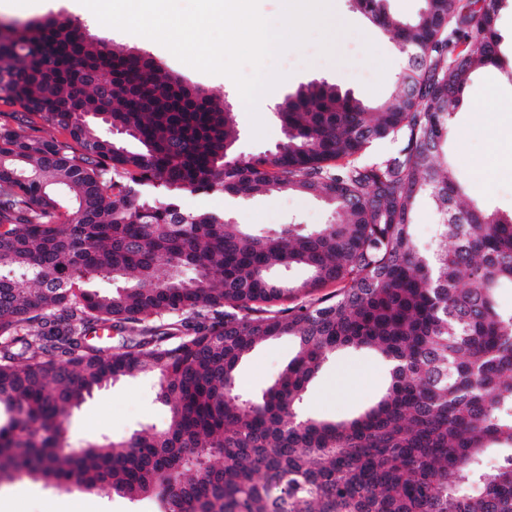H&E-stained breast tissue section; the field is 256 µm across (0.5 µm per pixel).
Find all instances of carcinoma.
I'll use <instances>...</instances> for the list:
<instances>
[{
  "label": "carcinoma",
  "mask_w": 512,
  "mask_h": 512,
  "mask_svg": "<svg viewBox=\"0 0 512 512\" xmlns=\"http://www.w3.org/2000/svg\"><path fill=\"white\" fill-rule=\"evenodd\" d=\"M349 2L405 59L391 94L368 105L301 84L277 106L285 141L251 156L235 152L224 99L136 50L66 20L0 41V102L67 133L0 124V479L155 497L165 512H512V310L497 304L512 287V211L467 201L448 164L469 82L504 69L512 0H423L409 19L388 0ZM389 137L393 152L359 160ZM213 189L312 196L329 220L255 233L182 210L180 192ZM424 200L428 246L413 222ZM292 267L308 277L271 279ZM97 329L121 346H88ZM280 336L295 357L242 395L240 362ZM346 347L390 364L387 391L351 418L302 413ZM146 373L172 400L165 427L67 441L72 409Z\"/></svg>",
  "instance_id": "1"
}]
</instances>
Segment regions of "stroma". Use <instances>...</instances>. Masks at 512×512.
Instances as JSON below:
<instances>
[{"mask_svg": "<svg viewBox=\"0 0 512 512\" xmlns=\"http://www.w3.org/2000/svg\"><path fill=\"white\" fill-rule=\"evenodd\" d=\"M330 18L332 52L290 49L270 60L271 68L285 79L262 102L260 117L267 132L253 136L250 117L235 83L223 75L200 72L178 60L159 43L103 26L73 12L67 0H45L43 17L70 20L84 34L102 38L119 48H131L150 55L163 73L183 84L205 89L223 97L235 111L240 138L237 153L249 155L274 149L283 138L275 106L288 91L315 79L334 82L351 90L355 97L372 102L385 96L391 81L389 53L394 45L387 35L375 32L363 16L353 12L347 0H334ZM371 72L362 82L352 75L354 62ZM512 98V81L495 72L477 75L468 87L464 103L454 117V133L448 141V160L466 184L470 199L502 210L512 209V133L504 134L497 116L488 106L490 94ZM180 205L187 212L226 214L236 223L268 230L297 218L302 227L325 223L326 212L317 200L288 193L240 199L219 191L184 192ZM296 343L281 337L253 350L238 369L239 385L249 395H257L279 374L294 356ZM390 380L388 368L369 349H347L330 357L310 383L303 410L327 419H341L361 411L385 391ZM170 407L158 400L156 379L140 375L118 381L94 392L68 418L70 442H95L102 437L121 439L144 426L166 424ZM160 500H129L102 495L76 486L58 489L39 479L0 481V512H163Z\"/></svg>", "mask_w": 512, "mask_h": 512, "instance_id": "1", "label": "stroma"}]
</instances>
